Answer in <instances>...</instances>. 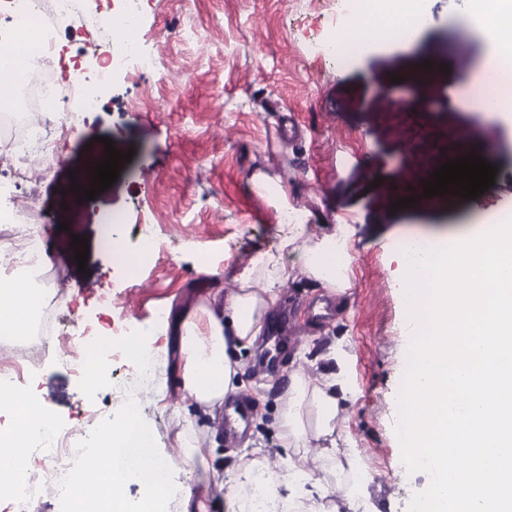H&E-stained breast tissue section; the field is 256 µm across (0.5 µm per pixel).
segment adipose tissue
Here are the masks:
<instances>
[{
    "label": "adipose tissue",
    "mask_w": 512,
    "mask_h": 512,
    "mask_svg": "<svg viewBox=\"0 0 512 512\" xmlns=\"http://www.w3.org/2000/svg\"><path fill=\"white\" fill-rule=\"evenodd\" d=\"M458 25L492 40V50L476 68L474 79L498 70L512 81V0H470V11L459 18ZM254 185L259 196L283 206L286 221L280 226L279 248L255 252L234 276L231 290L212 295L171 324L180 353L176 369L180 404L175 416L193 409L214 411L227 395L238 392L240 364L230 354L254 346L263 335L267 316L281 301L286 283L305 279L339 296L354 286L349 253L352 227L339 223L332 231L311 233L308 214L284 206L280 182L258 175ZM288 254L294 255L293 263L285 262ZM46 301L44 289L0 277V335L26 336L36 310ZM329 355L336 370L312 376L295 371L289 376L277 413L287 474L273 472L261 460L239 458L229 478V501H236L240 488L261 474L267 499L289 507L290 512H354L355 487L337 488V500H328L320 478L304 465V450L319 447L337 471L356 479L365 473L361 459L352 451L349 434L338 426L349 393L342 368L346 353L336 346ZM1 415L11 419L8 428L0 427V460L8 464L0 485L7 487L24 481L34 444L49 439L56 422L42 402L9 387H0ZM110 443V452L95 451L94 466H81L70 473L66 481L69 512H166L171 462L157 448L137 408H129L122 424L113 428ZM132 484L142 489L133 508L123 494Z\"/></svg>",
    "instance_id": "adipose-tissue-1"
}]
</instances>
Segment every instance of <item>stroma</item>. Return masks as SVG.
Segmentation results:
<instances>
[{"label":"stroma","mask_w":512,"mask_h":512,"mask_svg":"<svg viewBox=\"0 0 512 512\" xmlns=\"http://www.w3.org/2000/svg\"><path fill=\"white\" fill-rule=\"evenodd\" d=\"M344 0H141L139 35L152 43L157 69L148 80L117 76L101 91V103L79 112L74 130L56 133L61 161L44 169L25 162L24 195L0 183V209L11 219L38 225L50 287L61 296L59 333L83 356L82 334L123 325L118 344L155 329L156 310L179 315L214 292L224 291L253 253L276 249L278 214L260 198L252 175L280 179L289 206L309 209L314 232L324 225L353 224L350 294L334 315L317 319L329 297L307 280L289 283L284 306L296 335L275 363L258 348L239 352L240 392L253 405L246 426L224 433V411L195 417L214 447L209 469L174 458L176 501L206 495L209 512H225L226 470L239 457L272 458L275 420L294 362L311 373L325 362L331 343L347 351L352 394L343 428L369 474L358 487L360 512H405L406 502L427 488L426 472H409L395 433L394 392L404 379L405 301L396 255L406 233L443 236L481 213L512 212V127L490 122L470 108L448 107L439 96L448 81H462L458 65H477L490 52L479 33L453 26L466 0H429L431 26L401 47L378 42L346 66L322 52L337 33L332 17ZM194 28L198 39L156 41L166 28ZM132 152L111 187L89 200L92 167L104 159L103 139ZM494 149L500 173L476 199L425 196L434 166L481 156ZM415 201L401 205L403 186ZM124 219L121 241L153 235L157 255L133 275L118 264L108 237ZM88 243L86 268H78L73 235ZM206 252L216 275L197 274ZM179 349L159 353L154 378L143 388L141 420L165 450L178 447L172 407ZM33 389L69 427L86 410L121 421L111 381L87 389L78 375L54 359L24 374Z\"/></svg>","instance_id":"obj_1"}]
</instances>
